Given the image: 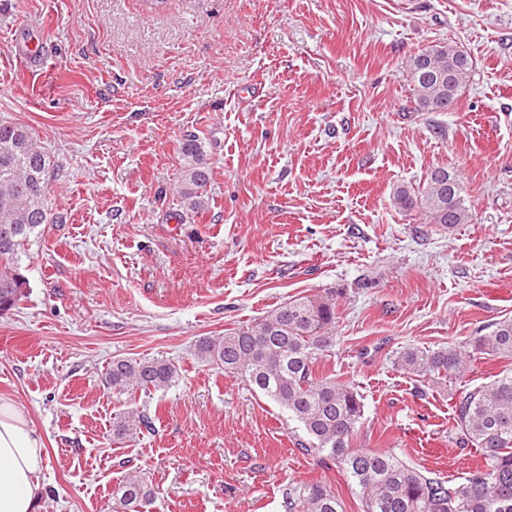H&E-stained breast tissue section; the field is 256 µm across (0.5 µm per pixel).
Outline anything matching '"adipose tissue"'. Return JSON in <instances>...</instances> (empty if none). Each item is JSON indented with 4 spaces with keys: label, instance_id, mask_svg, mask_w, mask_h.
<instances>
[{
    "label": "adipose tissue",
    "instance_id": "ef3b65f1",
    "mask_svg": "<svg viewBox=\"0 0 512 512\" xmlns=\"http://www.w3.org/2000/svg\"><path fill=\"white\" fill-rule=\"evenodd\" d=\"M46 468L44 440L27 413L0 398V512H34Z\"/></svg>",
    "mask_w": 512,
    "mask_h": 512
}]
</instances>
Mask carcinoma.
Here are the masks:
<instances>
[{
  "label": "carcinoma",
  "instance_id": "cac0c4a2",
  "mask_svg": "<svg viewBox=\"0 0 512 512\" xmlns=\"http://www.w3.org/2000/svg\"><path fill=\"white\" fill-rule=\"evenodd\" d=\"M467 54L451 44L436 45L411 59L410 82L419 109L446 112L470 78ZM181 198L192 210L205 205L211 171L199 137L190 135L180 147ZM58 169L55 156L37 144L32 128L0 122V314L25 296L20 271L21 250L50 221L48 179ZM458 175L446 168L430 172L417 191L399 189L394 204L403 211L420 210L430 224L453 228L469 219ZM336 292L285 302L262 318L222 336L196 344L197 357L240 378L302 427L307 452L326 460L352 479L367 512H512V371L463 391L455 402L464 440L482 450L483 461L465 481L452 486L436 473L424 472L387 451L355 450L352 440L364 415L362 395L332 377H317L316 367L335 346ZM473 349L512 359V320L476 337ZM470 355L456 344L438 349L409 346L395 360L404 374L425 388H442L461 376ZM177 366L166 359L115 357L105 381L120 394L163 390L175 383ZM152 427L151 418L128 410L113 424V436L130 439ZM117 512H151L154 492L138 475L115 492ZM287 512H344L336 494L321 482L307 483L288 494Z\"/></svg>",
  "mask_w": 512,
  "mask_h": 512
}]
</instances>
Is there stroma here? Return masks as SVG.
<instances>
[{"mask_svg": "<svg viewBox=\"0 0 512 512\" xmlns=\"http://www.w3.org/2000/svg\"><path fill=\"white\" fill-rule=\"evenodd\" d=\"M448 43L471 77L451 110H418L409 63ZM0 120L63 167L54 221L22 255L26 296L0 316V397L46 443L35 512H115L131 475L153 512H286L314 481L366 512L287 412L195 354L327 290L336 346L318 373L363 396L354 448L455 486L481 463L455 394L512 363L479 355L421 392L394 362L512 319V0H0ZM190 134L212 171L196 213L177 193ZM438 167L468 223L395 206ZM116 356L179 378L117 394L102 381ZM130 407L153 426L114 441Z\"/></svg>", "mask_w": 512, "mask_h": 512, "instance_id": "stroma-1", "label": "stroma"}]
</instances>
